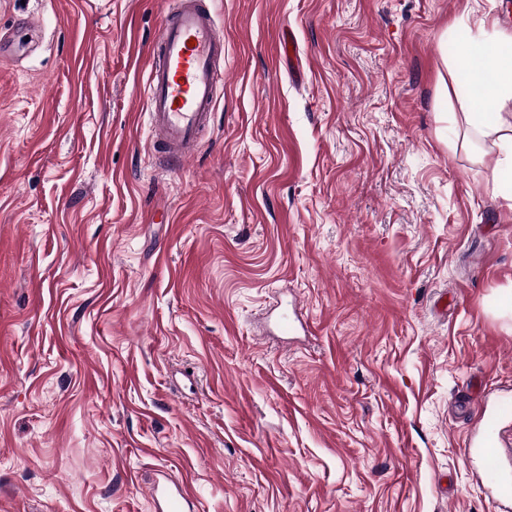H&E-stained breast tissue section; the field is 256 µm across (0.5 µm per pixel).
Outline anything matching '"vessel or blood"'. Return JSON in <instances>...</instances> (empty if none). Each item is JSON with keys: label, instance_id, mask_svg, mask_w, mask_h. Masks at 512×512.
<instances>
[{"label": "vessel or blood", "instance_id": "obj_1", "mask_svg": "<svg viewBox=\"0 0 512 512\" xmlns=\"http://www.w3.org/2000/svg\"><path fill=\"white\" fill-rule=\"evenodd\" d=\"M224 58V33L200 0H179L158 30L146 68L149 131L166 163L184 162L194 153L209 126L217 101L216 65ZM512 419V397L495 399L480 433L471 438L475 455L489 480L491 495L512 500V451L503 448L500 425ZM150 497L157 512H184L192 500L174 479L155 481Z\"/></svg>", "mask_w": 512, "mask_h": 512}]
</instances>
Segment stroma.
Returning <instances> with one entry per match:
<instances>
[{
	"label": "stroma",
	"instance_id": "obj_1",
	"mask_svg": "<svg viewBox=\"0 0 512 512\" xmlns=\"http://www.w3.org/2000/svg\"><path fill=\"white\" fill-rule=\"evenodd\" d=\"M213 122L164 167L176 0H0V512H500L512 188L455 61L512 0H208ZM295 310L305 329L276 319ZM512 418L511 395L495 399L480 433L471 438L469 455H475L484 475L489 479L491 495L497 500H512V450L502 447L498 436L500 425ZM150 497L155 509L160 512H184L192 496L188 488L178 480L155 481L150 487Z\"/></svg>",
	"mask_w": 512,
	"mask_h": 512
}]
</instances>
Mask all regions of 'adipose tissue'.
I'll return each mask as SVG.
<instances>
[{"instance_id":"ef3b65f1","label":"adipose tissue","mask_w":512,"mask_h":512,"mask_svg":"<svg viewBox=\"0 0 512 512\" xmlns=\"http://www.w3.org/2000/svg\"><path fill=\"white\" fill-rule=\"evenodd\" d=\"M457 65L477 87L462 115L466 131L494 139L496 172L512 174V121L502 118L503 109L512 105V33L480 31L463 46Z\"/></svg>"}]
</instances>
